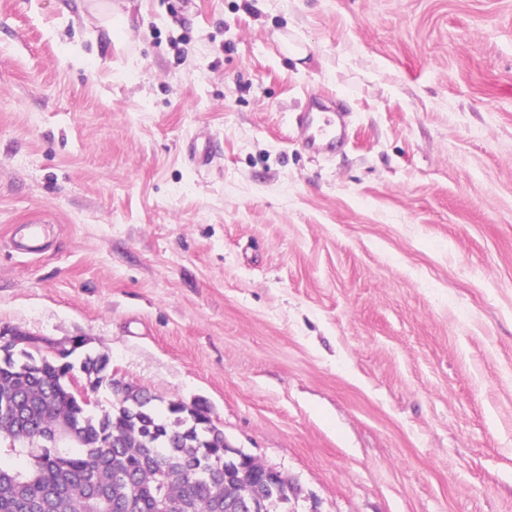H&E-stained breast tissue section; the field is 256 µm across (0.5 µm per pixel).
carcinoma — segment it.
Here are the masks:
<instances>
[{"label": "carcinoma", "instance_id": "carcinoma-1", "mask_svg": "<svg viewBox=\"0 0 512 512\" xmlns=\"http://www.w3.org/2000/svg\"><path fill=\"white\" fill-rule=\"evenodd\" d=\"M90 373L108 371L109 357L86 353ZM67 369L35 355L22 367L0 363V435L4 454L28 456L17 469L0 459V512H215L224 487L262 483L259 467L224 458L210 441L201 408L155 398L113 395L94 412L71 393ZM67 424L72 447L54 454L45 435Z\"/></svg>", "mask_w": 512, "mask_h": 512}]
</instances>
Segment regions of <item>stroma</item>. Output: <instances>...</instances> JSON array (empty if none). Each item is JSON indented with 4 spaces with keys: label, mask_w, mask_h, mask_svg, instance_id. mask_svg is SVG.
Listing matches in <instances>:
<instances>
[{
    "label": "stroma",
    "mask_w": 512,
    "mask_h": 512,
    "mask_svg": "<svg viewBox=\"0 0 512 512\" xmlns=\"http://www.w3.org/2000/svg\"><path fill=\"white\" fill-rule=\"evenodd\" d=\"M1 328L206 406L296 512H512V0H0ZM344 115L345 112H328L317 105H309L296 116L302 142L319 150L336 148V139L340 141L345 131Z\"/></svg>",
    "instance_id": "obj_1"
}]
</instances>
